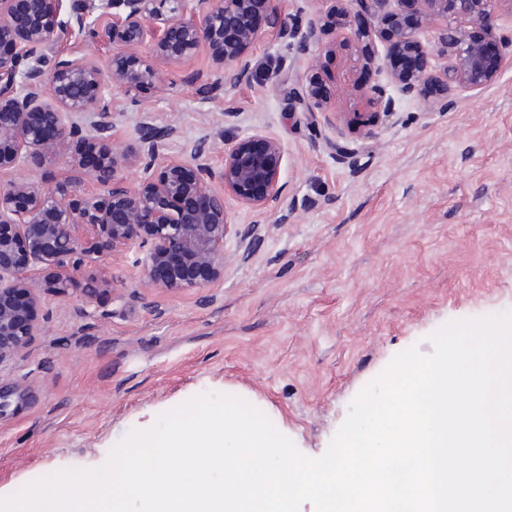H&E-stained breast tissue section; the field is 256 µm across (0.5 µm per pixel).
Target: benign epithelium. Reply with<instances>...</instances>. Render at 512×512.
Masks as SVG:
<instances>
[{
  "label": "benign epithelium",
  "instance_id": "benign-epithelium-1",
  "mask_svg": "<svg viewBox=\"0 0 512 512\" xmlns=\"http://www.w3.org/2000/svg\"><path fill=\"white\" fill-rule=\"evenodd\" d=\"M62 0H0V378L41 335L39 312L48 288L64 295L72 274L138 245L149 287L174 293L205 288L247 261L255 232L241 233L228 220L225 199L264 209L281 200L283 149L255 132L224 143V162L211 159L210 135L166 153L175 135L142 113L135 144L117 140L105 89L130 94L161 81L140 49L153 41L167 59H187L204 46L216 72L232 66L238 78L251 73L245 52L262 29L239 25L255 4L268 0H106L117 21L87 22L90 0L74 11L78 29L122 51L104 66L52 54L68 24L55 19ZM343 16L342 34L379 36L387 44L389 83L414 96L431 83L477 93L512 64V50L497 35L496 12L503 0H320ZM193 20L187 22L183 14ZM481 30L484 37L472 36ZM435 30L423 43L419 34ZM303 48L319 44L318 27H286ZM370 93L383 113L395 99L381 86ZM308 111L327 108L329 94L315 82L300 94ZM94 153L82 161L83 176L49 187L16 172L28 161L60 157L72 149ZM135 167L131 187L121 170ZM238 250L225 251L228 238Z\"/></svg>",
  "mask_w": 512,
  "mask_h": 512
}]
</instances>
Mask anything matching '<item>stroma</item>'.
<instances>
[{"instance_id": "stroma-1", "label": "stroma", "mask_w": 512, "mask_h": 512, "mask_svg": "<svg viewBox=\"0 0 512 512\" xmlns=\"http://www.w3.org/2000/svg\"><path fill=\"white\" fill-rule=\"evenodd\" d=\"M249 51L257 69L215 83L206 49L141 54L163 82L113 89L115 136L134 143L142 111L177 139H277L288 196L267 209L225 207L255 231L251 258L207 288L156 293L137 252L47 290L44 334L0 381V498L67 469L103 464L134 430L194 396H238L305 456H322L353 400L400 352L430 355L453 321L512 313V66L480 93L429 88L401 98L367 136L344 114L373 111L387 85L377 40L344 39L316 0H271ZM317 23L303 50L282 26ZM326 111L297 100L310 81ZM232 116H225V109Z\"/></svg>"}]
</instances>
